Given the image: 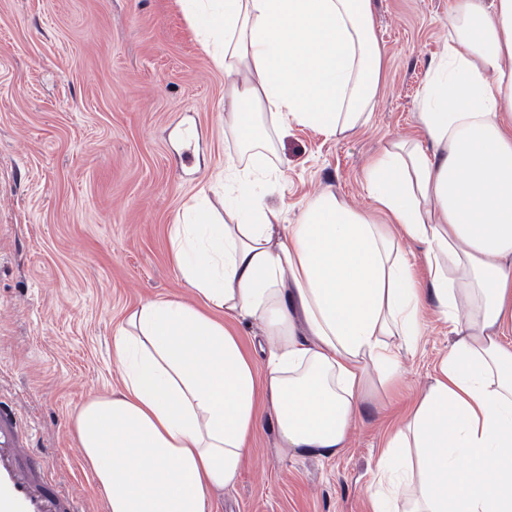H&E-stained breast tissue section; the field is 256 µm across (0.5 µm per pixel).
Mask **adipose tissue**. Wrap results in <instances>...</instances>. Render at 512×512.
Instances as JSON below:
<instances>
[{
    "instance_id": "adipose-tissue-1",
    "label": "adipose tissue",
    "mask_w": 512,
    "mask_h": 512,
    "mask_svg": "<svg viewBox=\"0 0 512 512\" xmlns=\"http://www.w3.org/2000/svg\"><path fill=\"white\" fill-rule=\"evenodd\" d=\"M182 8L224 66V128L249 159L224 168L223 217L196 203L171 228L201 305L142 302L112 339L120 390L74 418L107 512H211L267 420L278 451L347 448L361 401L415 351L429 297L452 339L387 433L371 512H512V0H455L417 136L367 167L373 208L326 188L292 224L240 194L280 176L256 117L282 136L365 126L383 71L373 0ZM241 324L258 326L253 345Z\"/></svg>"
}]
</instances>
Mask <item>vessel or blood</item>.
Masks as SVG:
<instances>
[{
	"label": "vessel or blood",
	"mask_w": 512,
	"mask_h": 512,
	"mask_svg": "<svg viewBox=\"0 0 512 512\" xmlns=\"http://www.w3.org/2000/svg\"><path fill=\"white\" fill-rule=\"evenodd\" d=\"M0 512H83L28 455L14 416L0 408Z\"/></svg>",
	"instance_id": "1"
}]
</instances>
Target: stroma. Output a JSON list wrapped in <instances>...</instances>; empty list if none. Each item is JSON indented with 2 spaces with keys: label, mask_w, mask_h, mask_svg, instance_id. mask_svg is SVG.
<instances>
[{
  "label": "stroma",
  "mask_w": 512,
  "mask_h": 512,
  "mask_svg": "<svg viewBox=\"0 0 512 512\" xmlns=\"http://www.w3.org/2000/svg\"><path fill=\"white\" fill-rule=\"evenodd\" d=\"M454 0H374L384 80L367 126L334 139L304 128L273 137L284 171L272 205L329 187L370 209L366 167L413 136ZM224 71L177 0H0V408L84 512H106L73 417L118 389L112 338L149 299L195 296L171 258L170 231L199 192L222 197L239 151L224 130ZM397 384L361 403L348 448L280 454L264 425L238 480L211 512H368L366 489L391 424L448 349L434 307Z\"/></svg>",
  "instance_id": "stroma-1"
}]
</instances>
